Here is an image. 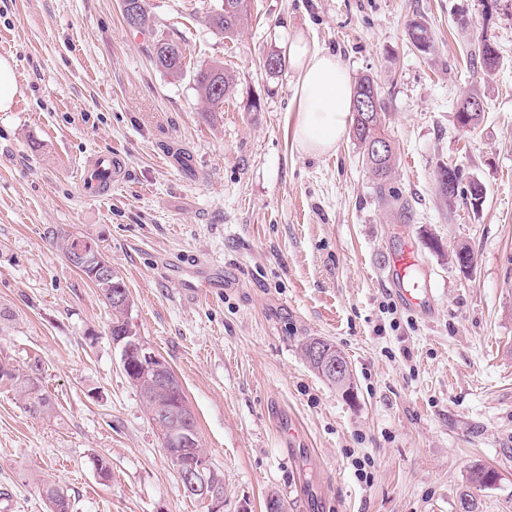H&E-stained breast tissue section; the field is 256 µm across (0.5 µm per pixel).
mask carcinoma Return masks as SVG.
Masks as SVG:
<instances>
[{
	"instance_id": "cac0c4a2",
	"label": "carcinoma",
	"mask_w": 512,
	"mask_h": 512,
	"mask_svg": "<svg viewBox=\"0 0 512 512\" xmlns=\"http://www.w3.org/2000/svg\"><path fill=\"white\" fill-rule=\"evenodd\" d=\"M250 18V0H223L220 8L208 17V25L213 34L230 38L237 34L248 23ZM410 35L414 46L421 52H428L433 47V40L427 26L421 22L410 23ZM185 46L171 38H157L153 43L152 60L155 66L168 75L178 78L183 76V54ZM476 61L486 71L496 68L499 52L488 38L484 37L477 43L475 51ZM193 83L199 98L208 105V111L216 112L224 105V97L233 90V75L222 63L201 65L193 71ZM374 97L372 110L369 112L354 111L352 137L357 142L362 161L371 171L375 179L376 195L378 200L386 207L394 209L400 220L409 218V202L402 193L392 186L391 175L396 164V151H391L381 163L369 156L365 143L369 140L386 134L385 119L387 103L375 80L364 75L358 79L354 87V97ZM448 176V166L441 165L435 173V189L439 197L453 205L461 200L465 204L485 193L484 187L476 182L463 183L461 172H455V186L448 188L444 177ZM100 293L112 310V323H128L129 308H119L112 302V292L120 289L128 294L122 278L114 276L108 282H95ZM40 364L35 362L29 366L26 373L19 372L8 360H0V381H10L15 389L26 400V408L32 413H42L50 406V398L42 388L38 377ZM43 496L48 505V512H71L70 498L54 485L43 489Z\"/></svg>"
}]
</instances>
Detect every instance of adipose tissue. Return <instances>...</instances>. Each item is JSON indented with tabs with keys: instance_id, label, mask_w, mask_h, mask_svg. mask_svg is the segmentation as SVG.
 Returning <instances> with one entry per match:
<instances>
[{
	"instance_id": "ef3b65f1",
	"label": "adipose tissue",
	"mask_w": 512,
	"mask_h": 512,
	"mask_svg": "<svg viewBox=\"0 0 512 512\" xmlns=\"http://www.w3.org/2000/svg\"><path fill=\"white\" fill-rule=\"evenodd\" d=\"M288 56L297 77L293 140L298 150L319 155L336 148L351 122L352 81L335 54L295 34Z\"/></svg>"
}]
</instances>
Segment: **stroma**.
I'll use <instances>...</instances> for the list:
<instances>
[{
    "label": "stroma",
    "mask_w": 512,
    "mask_h": 512,
    "mask_svg": "<svg viewBox=\"0 0 512 512\" xmlns=\"http://www.w3.org/2000/svg\"><path fill=\"white\" fill-rule=\"evenodd\" d=\"M220 3L146 0L147 35L121 0H0L19 87L0 112V357L40 361L52 401L31 415L0 383V512H47L49 484L72 512H208L122 369L110 309L68 263L69 234L123 278L133 329L178 377L224 475V512H264L271 495L287 512H461L466 493L474 512H512V0H252L232 41L207 25ZM299 32L379 84L409 222L378 203L352 137L321 156L295 148V74L264 61ZM155 35L186 47L190 71L223 62V111H205L190 71L152 63ZM481 37L500 54L489 73L469 62ZM471 93L486 112L467 131L455 113ZM104 153L125 176L83 197L78 172ZM443 163L483 184L479 209L443 203ZM409 241L433 289L425 316L389 271ZM461 245L468 272L451 260ZM200 262L218 281L204 293ZM311 336L348 360L354 397L310 368ZM477 464L495 486L469 484Z\"/></svg>",
    "instance_id": "1"
}]
</instances>
